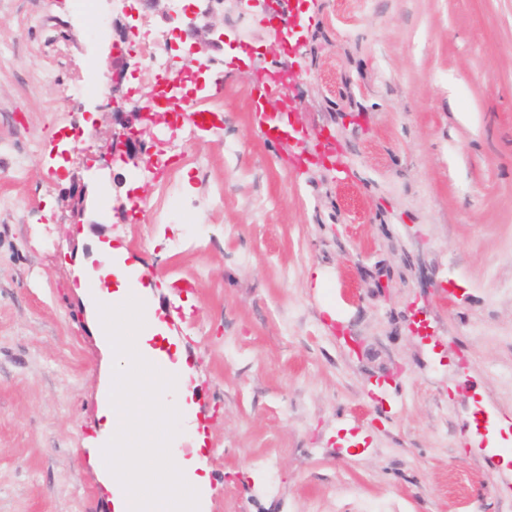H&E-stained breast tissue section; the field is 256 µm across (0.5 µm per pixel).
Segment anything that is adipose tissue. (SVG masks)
<instances>
[{"instance_id": "adipose-tissue-1", "label": "adipose tissue", "mask_w": 512, "mask_h": 512, "mask_svg": "<svg viewBox=\"0 0 512 512\" xmlns=\"http://www.w3.org/2000/svg\"><path fill=\"white\" fill-rule=\"evenodd\" d=\"M101 251L104 267L86 271L80 281L88 288L109 275L116 279L115 290L101 293L97 306L99 332L112 351V381L102 393L101 409L112 443L96 451L101 468L122 484L120 512H200L206 479L195 474L194 459L174 454L151 433L143 435L141 452L128 448L126 432L136 416L160 428L182 413L176 394L187 376L183 363L152 347L160 321L143 308L141 285L114 262L111 242L102 243Z\"/></svg>"}]
</instances>
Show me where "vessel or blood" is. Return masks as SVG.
Here are the masks:
<instances>
[{
	"instance_id": "obj_1",
	"label": "vessel or blood",
	"mask_w": 512,
	"mask_h": 512,
	"mask_svg": "<svg viewBox=\"0 0 512 512\" xmlns=\"http://www.w3.org/2000/svg\"><path fill=\"white\" fill-rule=\"evenodd\" d=\"M294 77L289 71L275 70L257 77L251 91L250 102L254 110L259 113L261 122L265 125V136L270 141H281L284 139H293L296 143L295 150L288 155V169L295 172L302 168L308 162L318 164L330 163L341 165V150L337 141L325 140L318 142V150L314 157H306L304 152L300 151L299 146L304 143L308 134L304 129L295 127L290 119L291 112L295 109V102L292 98H285L283 109L277 113H267L263 110V101L267 98L269 92L274 87L291 88Z\"/></svg>"
}]
</instances>
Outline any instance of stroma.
Returning <instances> with one entry per match:
<instances>
[{"instance_id": "35a3bbf8", "label": "stroma", "mask_w": 512, "mask_h": 512, "mask_svg": "<svg viewBox=\"0 0 512 512\" xmlns=\"http://www.w3.org/2000/svg\"><path fill=\"white\" fill-rule=\"evenodd\" d=\"M131 21L124 104L149 82ZM298 50L292 116L351 169L289 172L253 117L280 24L226 4L190 92L212 112L177 149L101 171L112 127L88 70L125 20L110 0H0V512H115L89 445L108 444L112 355L79 281L100 244L144 287L188 368L183 416L205 512H512V0H286ZM106 188L75 223L76 179ZM177 209L168 223L131 197ZM323 281H316V274ZM342 312L334 329L325 309ZM380 384L381 402L364 392Z\"/></svg>"}]
</instances>
